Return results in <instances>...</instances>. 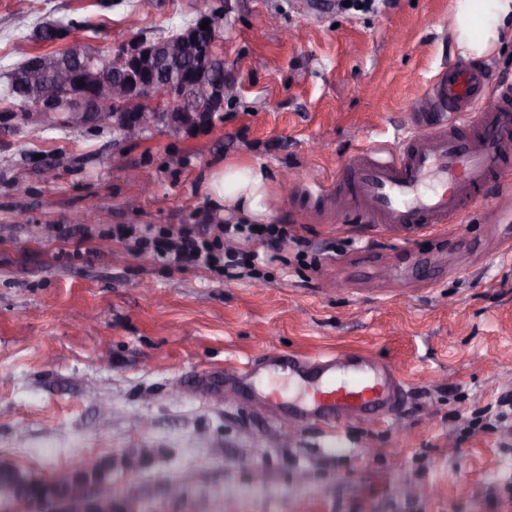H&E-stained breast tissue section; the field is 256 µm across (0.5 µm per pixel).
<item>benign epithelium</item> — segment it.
I'll return each mask as SVG.
<instances>
[{"label": "benign epithelium", "mask_w": 512, "mask_h": 512, "mask_svg": "<svg viewBox=\"0 0 512 512\" xmlns=\"http://www.w3.org/2000/svg\"><path fill=\"white\" fill-rule=\"evenodd\" d=\"M224 12L208 9L200 12L194 24L177 35V41L159 51L146 40H130L117 47L115 53L92 55L75 47L73 64L53 63L51 68L58 87L71 91L67 99L69 111L78 119L99 124L114 118L111 104L122 98L127 104L156 99L159 104L149 109L120 113L116 126L125 137H133L143 130L171 121L191 109V97L205 100L208 113L204 120H212L224 107V98L233 87L221 76L205 77L212 60V47L198 39L197 30L203 21H209L208 30L220 26ZM191 61V67L180 70L168 81L157 78L159 68L166 61ZM84 85H79V82ZM58 100L48 94L31 98L23 107L35 111L44 122H51L57 114ZM28 484L16 486L15 496L22 499L26 512H66L68 502L63 498L31 497Z\"/></svg>", "instance_id": "7a95c632"}]
</instances>
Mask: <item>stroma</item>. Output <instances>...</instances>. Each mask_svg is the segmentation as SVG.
I'll return each mask as SVG.
<instances>
[{"mask_svg": "<svg viewBox=\"0 0 512 512\" xmlns=\"http://www.w3.org/2000/svg\"><path fill=\"white\" fill-rule=\"evenodd\" d=\"M201 2L0 0V460L47 479L99 457L116 512H512V414L492 411L512 398V223L491 198L406 237L302 193L394 144L463 63L452 0H209L236 91L205 125L129 140L64 112L41 129L3 94L23 54L155 40ZM44 23L67 38L33 41ZM239 158L290 181L273 201L280 249L240 235L228 246L252 263L219 277L109 237L223 223L202 178ZM270 351L380 356L409 387L389 421L289 430L235 372Z\"/></svg>", "mask_w": 512, "mask_h": 512, "instance_id": "stroma-1", "label": "stroma"}]
</instances>
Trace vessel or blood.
<instances>
[{"label":"vessel or blood","instance_id":"vessel-or-blood-1","mask_svg":"<svg viewBox=\"0 0 512 512\" xmlns=\"http://www.w3.org/2000/svg\"><path fill=\"white\" fill-rule=\"evenodd\" d=\"M423 109L453 119L421 125L396 149L352 156L334 198L337 209L408 234L477 207L488 182H496L501 196L512 195V83L494 80L483 66H451L427 86ZM261 366L295 385L298 395L285 407L331 432L353 418H386L406 387L392 365L358 354L272 351L242 371L252 375Z\"/></svg>","mask_w":512,"mask_h":512}]
</instances>
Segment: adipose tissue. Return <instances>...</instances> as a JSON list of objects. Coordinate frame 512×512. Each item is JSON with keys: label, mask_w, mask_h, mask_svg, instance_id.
Wrapping results in <instances>:
<instances>
[{"label": "adipose tissue", "mask_w": 512, "mask_h": 512, "mask_svg": "<svg viewBox=\"0 0 512 512\" xmlns=\"http://www.w3.org/2000/svg\"><path fill=\"white\" fill-rule=\"evenodd\" d=\"M452 17L449 36L463 56H486L498 45L512 43V0H453ZM203 189L225 215L261 224L272 214L275 185L259 162L232 160L215 166Z\"/></svg>", "instance_id": "obj_1"}]
</instances>
